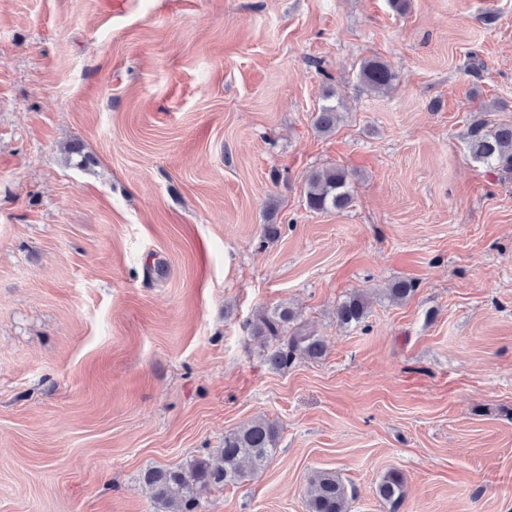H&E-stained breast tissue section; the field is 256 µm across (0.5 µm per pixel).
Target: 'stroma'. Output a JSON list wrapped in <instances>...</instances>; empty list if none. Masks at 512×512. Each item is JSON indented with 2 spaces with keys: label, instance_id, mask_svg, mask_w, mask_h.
Instances as JSON below:
<instances>
[{
  "label": "stroma",
  "instance_id": "1",
  "mask_svg": "<svg viewBox=\"0 0 512 512\" xmlns=\"http://www.w3.org/2000/svg\"><path fill=\"white\" fill-rule=\"evenodd\" d=\"M479 120L512 121V0H0V512H156L147 469L257 418L269 464L196 512H307L317 471L390 512L391 470L399 512H512V176ZM333 167L352 205L308 209ZM283 304L325 352L278 370L252 327ZM393 74L389 65L377 58L365 59L359 67L360 83L370 92L383 93L393 86ZM466 143L474 160L512 171V122L478 121L471 126ZM367 304L361 294L349 296L337 308L336 316L341 326L360 325L367 317ZM377 496L389 504L391 512H397L405 500V480L396 471L387 472L376 488Z\"/></svg>",
  "mask_w": 512,
  "mask_h": 512
}]
</instances>
